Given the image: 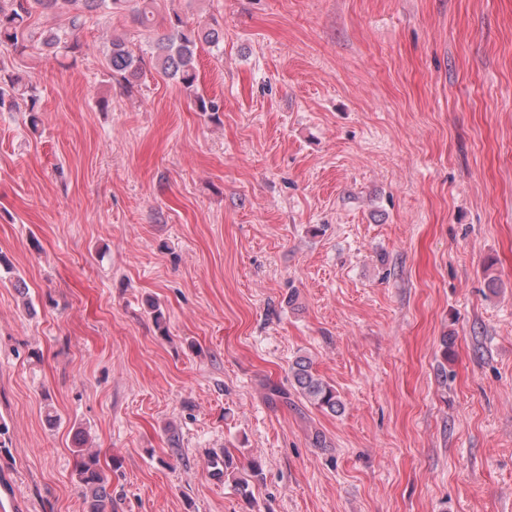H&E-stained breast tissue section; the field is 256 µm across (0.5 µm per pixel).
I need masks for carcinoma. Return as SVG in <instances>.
<instances>
[{
	"label": "carcinoma",
	"mask_w": 512,
	"mask_h": 512,
	"mask_svg": "<svg viewBox=\"0 0 512 512\" xmlns=\"http://www.w3.org/2000/svg\"><path fill=\"white\" fill-rule=\"evenodd\" d=\"M122 2L124 0H0V50L21 53L27 48L29 19L36 10L64 16L68 22L65 29L46 31L42 36V45L53 51L61 47L71 49L74 43L68 41V38L82 27L86 14L110 9ZM163 23L166 32L156 43L152 55L153 64L168 78L191 89L197 81L196 57L199 45H219L224 32L208 23L190 28L176 12L168 15ZM143 65L144 58L136 54L124 40L112 39L108 56V68L112 76L132 89L142 73ZM290 373L294 390L310 404L333 415L342 411L344 404L336 388L313 372L308 357H296L290 365ZM73 453L75 481L81 488L86 512H108V507L112 506V497L106 492L109 478L98 452L92 448H77ZM207 467L216 479L232 482L241 497L251 498L250 479L239 475L229 450L211 453Z\"/></svg>",
	"instance_id": "carcinoma-1"
}]
</instances>
